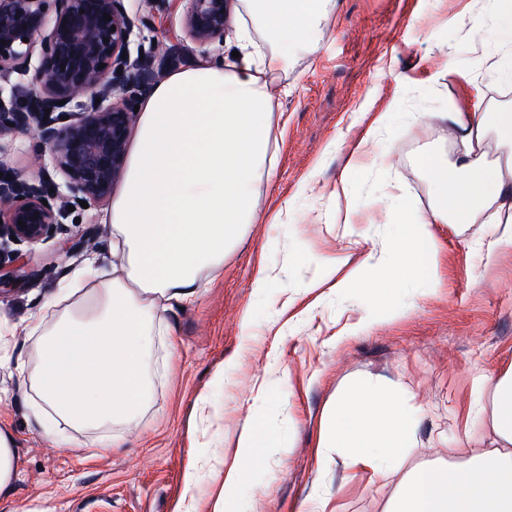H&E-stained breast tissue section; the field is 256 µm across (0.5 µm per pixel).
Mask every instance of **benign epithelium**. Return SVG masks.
<instances>
[{"mask_svg":"<svg viewBox=\"0 0 512 512\" xmlns=\"http://www.w3.org/2000/svg\"><path fill=\"white\" fill-rule=\"evenodd\" d=\"M179 2L194 41L205 44L224 32L227 0ZM131 33L122 0H0V80L15 74L13 88L26 92L20 103L0 96V135L34 132L68 191L54 195L43 180L3 172L1 242L45 240L58 233L77 200L110 199L126 164L138 95L154 81L149 58H131Z\"/></svg>","mask_w":512,"mask_h":512,"instance_id":"benign-epithelium-1","label":"benign epithelium"}]
</instances>
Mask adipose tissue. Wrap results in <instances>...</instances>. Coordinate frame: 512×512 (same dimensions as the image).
Segmentation results:
<instances>
[{
  "label": "adipose tissue",
  "mask_w": 512,
  "mask_h": 512,
  "mask_svg": "<svg viewBox=\"0 0 512 512\" xmlns=\"http://www.w3.org/2000/svg\"><path fill=\"white\" fill-rule=\"evenodd\" d=\"M334 0H239L236 56L170 73L140 102L138 134L112 198L111 274L88 260L47 314L29 324L40 339L27 377L52 419L98 427L135 420L143 361L162 315L200 294L226 241L258 219L256 189L269 178L271 87L291 46L313 48ZM462 150L454 165L426 158L438 206L429 219L406 211L401 255L409 276L435 278L431 225L462 227L487 212L498 246L512 247V167L484 159L489 129L512 144V112H452ZM488 447L460 464L409 471L385 512H512V364L491 393ZM410 418L398 400L353 391L329 408L319 445L348 449L354 473L403 461Z\"/></svg>",
  "instance_id": "obj_1"
}]
</instances>
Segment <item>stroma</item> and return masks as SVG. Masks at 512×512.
<instances>
[{"label": "stroma", "instance_id": "35a3bbf8", "mask_svg": "<svg viewBox=\"0 0 512 512\" xmlns=\"http://www.w3.org/2000/svg\"><path fill=\"white\" fill-rule=\"evenodd\" d=\"M314 52L294 50L276 82L274 174L259 187L262 212L242 225L198 299L166 313L169 333L149 350L138 426L121 421L70 430L55 447L34 414L40 402L15 360L0 361V428L14 439L17 478L0 512H295L327 497L340 512H383L404 470L351 476L342 448H319L324 415L351 389L382 390L416 409L415 466L459 463L485 448L476 414L502 366L512 362V249L486 253L490 224L432 225L437 280L418 286L396 261L403 203L430 216L436 199L420 151L455 162L461 144L445 113L512 109V28L488 0H335ZM131 54L156 57L165 77L221 59L224 36L186 33L179 8L123 0ZM367 153L357 147L364 137ZM45 148L26 132L0 137V166L39 180ZM349 175L353 221H336V184ZM109 203L75 207L60 232L13 247L24 276L0 291L11 347L35 358L31 316L87 257L111 265ZM360 247H352L353 239ZM85 241L80 251L71 243ZM363 284L337 287L334 258ZM275 269L253 286L259 266ZM261 424L270 448L240 438ZM113 440L110 448L94 447ZM246 469L225 485L224 470Z\"/></svg>", "mask_w": 512, "mask_h": 512}]
</instances>
